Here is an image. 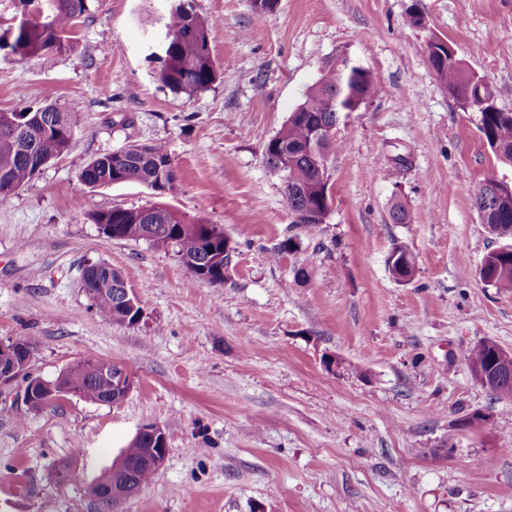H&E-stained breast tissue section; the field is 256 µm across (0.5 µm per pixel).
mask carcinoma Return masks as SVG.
<instances>
[{
    "label": "carcinoma",
    "instance_id": "1",
    "mask_svg": "<svg viewBox=\"0 0 512 512\" xmlns=\"http://www.w3.org/2000/svg\"><path fill=\"white\" fill-rule=\"evenodd\" d=\"M42 2L43 10L26 25L0 34L4 56L25 60L69 47L70 34L86 12V0ZM213 26L212 19L195 10L192 0H179L168 12L165 28L170 38L161 47V67L155 74L163 87L190 97L216 81L218 72L210 50ZM442 78L448 87L459 91L456 103L463 109L472 100L495 96L486 81L467 72L459 62L444 68ZM374 92L372 75L355 61L340 68L331 64L266 146V163L284 184L293 223L310 236L317 235L325 223L331 197L328 184L317 176L309 146L318 128L336 125V116L356 111ZM77 112L75 106L61 111L48 103L35 110L28 107L0 113V195L36 187L38 171L31 160H41L46 166L67 152L77 126ZM479 128L496 157L512 165V112H483ZM80 177L95 187L141 184L156 196L171 193L176 182L171 155L162 143L130 144L120 156L102 154L82 166ZM474 202L482 223L491 232L498 236L506 230L512 233L511 197H488L480 184ZM90 218L110 239L142 240L157 248L173 249L195 282L222 285L235 265L236 250L222 228L189 221L164 203L134 209L114 207L95 212ZM393 252L403 261L399 274H414L413 253L403 245L394 247ZM484 269L486 285L512 291V250L489 253ZM82 280L91 306L102 318L127 327L139 323L140 301H135L133 307L125 301L126 283L111 265L99 262L87 266ZM499 350L495 341L484 339L468 351L467 360L486 366ZM119 370L120 366L111 363L104 371L88 360L67 367L56 380L85 402L119 406L125 398V390L116 379ZM26 403L34 411L52 406L47 393L36 387ZM157 445L153 432L140 430L121 451L127 478L133 484L144 487L155 477L156 472L144 463V457L146 449Z\"/></svg>",
    "mask_w": 512,
    "mask_h": 512
}]
</instances>
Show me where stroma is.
<instances>
[{
    "label": "stroma",
    "mask_w": 512,
    "mask_h": 512,
    "mask_svg": "<svg viewBox=\"0 0 512 512\" xmlns=\"http://www.w3.org/2000/svg\"><path fill=\"white\" fill-rule=\"evenodd\" d=\"M173 3L87 0L69 50L0 55V112L48 94L81 108L38 192L0 196V340L30 339L45 378L108 360L133 381L117 407L70 395L36 412L24 380L0 391V512H94L89 485L149 423L167 458L124 512H512V404L465 359L483 339L512 352V291L478 276L505 240L473 202L486 178L512 184V166L425 53L447 41L512 112V0H277L261 20L252 0H194L217 22L218 77L192 96L155 78ZM343 51L376 91L340 117L331 210L311 237L265 149ZM131 141L166 144L165 203L223 228L236 250L224 284L191 282L173 250L92 223L155 200L80 178L81 162ZM397 204L407 223L391 222ZM290 237L296 249L271 260ZM398 244L415 256L407 283L389 269ZM97 262L135 292L139 324L91 307L82 270ZM476 413L484 423L468 426Z\"/></svg>",
    "instance_id": "35a3bbf8"
}]
</instances>
